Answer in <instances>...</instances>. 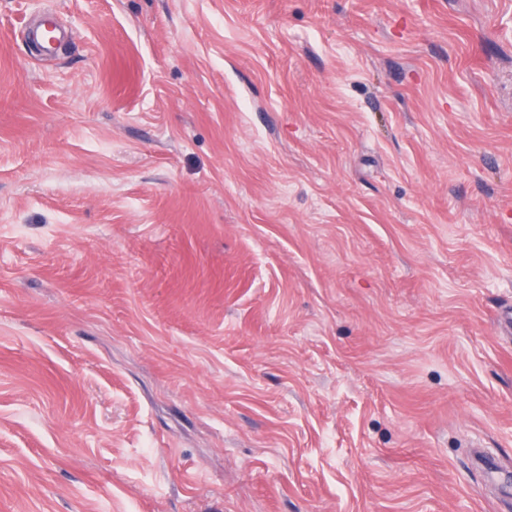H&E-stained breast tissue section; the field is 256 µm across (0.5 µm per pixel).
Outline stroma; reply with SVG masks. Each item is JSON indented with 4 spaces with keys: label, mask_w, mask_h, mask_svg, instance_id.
Listing matches in <instances>:
<instances>
[{
    "label": "stroma",
    "mask_w": 512,
    "mask_h": 512,
    "mask_svg": "<svg viewBox=\"0 0 512 512\" xmlns=\"http://www.w3.org/2000/svg\"><path fill=\"white\" fill-rule=\"evenodd\" d=\"M511 312L512 0H0V512H512Z\"/></svg>",
    "instance_id": "1"
}]
</instances>
